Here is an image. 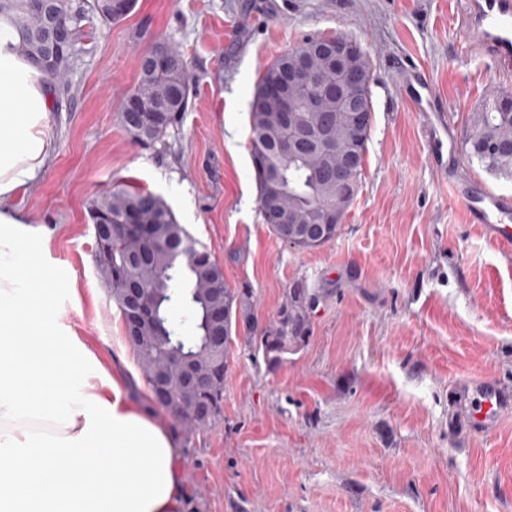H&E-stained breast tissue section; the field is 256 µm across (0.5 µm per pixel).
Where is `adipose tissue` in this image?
Segmentation results:
<instances>
[{"mask_svg":"<svg viewBox=\"0 0 512 512\" xmlns=\"http://www.w3.org/2000/svg\"><path fill=\"white\" fill-rule=\"evenodd\" d=\"M0 27V512H179L180 454L64 320L45 234L6 200L54 144L44 75Z\"/></svg>","mask_w":512,"mask_h":512,"instance_id":"ef3b65f1","label":"adipose tissue"}]
</instances>
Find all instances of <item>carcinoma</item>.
I'll return each mask as SVG.
<instances>
[{
	"mask_svg": "<svg viewBox=\"0 0 512 512\" xmlns=\"http://www.w3.org/2000/svg\"><path fill=\"white\" fill-rule=\"evenodd\" d=\"M88 13L94 14L104 26L125 18L117 9L110 14L100 11L98 0L89 3L52 0L49 12L31 11L25 6V0H0V23L15 33V41L9 43V48L27 58L45 52L48 33L58 20L73 21L76 42H81L85 37L82 22ZM326 41L328 38L323 36L308 37L270 62L255 85L250 103L251 157L258 202L263 206L273 205L270 216L263 217V221L277 238L298 248H316L334 240L341 225L325 223V213L337 205L348 208L353 198L343 199L336 192V156L322 155L310 142L304 143L302 155H293L284 149L288 113L269 95L268 86L276 84L281 92L289 93L300 102L302 124L310 135L326 133L345 138V130L336 125L333 115L336 74L322 73L314 97L306 95L300 87H288V68L297 65L298 55L308 49L316 57L320 55V45ZM76 60L74 51L67 68L43 70L58 100L69 97L67 76ZM132 91L141 95L148 105H166L147 126L136 113L120 111L122 127L132 140L144 147L164 143L168 129L180 122L193 98L192 78L187 69L177 76L149 72L141 64ZM465 149L469 159L477 160L489 171L512 177V97L503 92L489 97L472 124ZM89 212L103 224H124L130 215L136 214L141 223L155 226L150 247L115 236L95 238L96 263L103 283L122 314L126 313V286L135 284L150 289L153 318L140 337L129 334L127 338L157 406H162L157 378L163 373L165 355L172 347L208 367L216 377L210 392L196 398V406L210 410L208 419L186 423L184 427L200 428L220 415L224 376L233 356V333L241 329L250 334L260 331L258 349L272 370L307 342L310 304L317 302V296L299 286L290 289L277 319L257 329L251 312V292L228 285L223 268L178 223L162 197L116 184L91 201ZM175 304H182L191 312L194 334L188 338L180 337L178 328L169 318V309ZM214 309L224 311V357L218 359L206 351L209 314Z\"/></svg>",
	"mask_w": 512,
	"mask_h": 512,
	"instance_id": "1",
	"label": "carcinoma"
}]
</instances>
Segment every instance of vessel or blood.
<instances>
[{
  "instance_id": "b4317fda",
  "label": "vessel or blood",
  "mask_w": 512,
  "mask_h": 512,
  "mask_svg": "<svg viewBox=\"0 0 512 512\" xmlns=\"http://www.w3.org/2000/svg\"><path fill=\"white\" fill-rule=\"evenodd\" d=\"M454 22L462 32L461 50L486 63L498 76L512 75V0H454ZM402 96L422 117V131L433 148L431 163L439 174H447L457 159L452 129L445 107L427 72L419 67L398 70ZM450 197L461 203L470 223L482 225L487 237L512 245V195L491 190L467 178L448 182ZM512 410V392L493 382L477 383L468 415L480 431L492 426Z\"/></svg>"
}]
</instances>
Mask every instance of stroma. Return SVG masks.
Listing matches in <instances>:
<instances>
[{"instance_id":"1","label":"stroma","mask_w":512,"mask_h":512,"mask_svg":"<svg viewBox=\"0 0 512 512\" xmlns=\"http://www.w3.org/2000/svg\"><path fill=\"white\" fill-rule=\"evenodd\" d=\"M453 0H135L122 21L85 22L72 96L51 112L54 151L6 205L49 234L63 317L182 450L183 512H512V412L485 433L463 404L472 383L512 390V249L469 223L431 168L421 120L395 71L426 68L463 144L493 89L461 53ZM357 40L373 67V123L340 234L303 250L264 224L250 102L264 67L311 36ZM155 40L179 44L194 97L164 147L134 142L122 97ZM125 183L161 196L253 293L258 326L289 288L319 300L306 344L268 370L236 340L223 412L187 433L151 400L117 305L95 269L88 208Z\"/></svg>"}]
</instances>
